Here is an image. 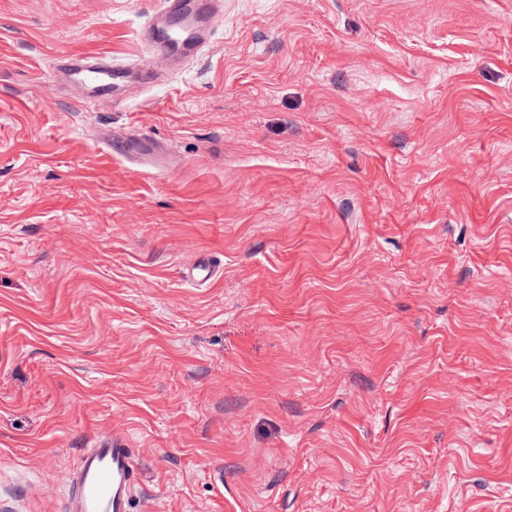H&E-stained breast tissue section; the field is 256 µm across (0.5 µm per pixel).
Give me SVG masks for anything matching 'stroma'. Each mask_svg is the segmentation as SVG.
<instances>
[{
  "label": "stroma",
  "mask_w": 512,
  "mask_h": 512,
  "mask_svg": "<svg viewBox=\"0 0 512 512\" xmlns=\"http://www.w3.org/2000/svg\"><path fill=\"white\" fill-rule=\"evenodd\" d=\"M154 6L0 0V512L105 438L131 512H512V0H224L53 88L155 68ZM155 4L141 30L142 44L147 52L167 57L175 66L205 46L223 12L220 0H159ZM132 69L131 63L112 60L111 56L101 54L62 53L52 66L56 81L82 89L80 102L86 106H98L118 99L125 91Z\"/></svg>",
  "instance_id": "obj_1"
}]
</instances>
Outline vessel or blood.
Segmentation results:
<instances>
[{
	"mask_svg": "<svg viewBox=\"0 0 512 512\" xmlns=\"http://www.w3.org/2000/svg\"><path fill=\"white\" fill-rule=\"evenodd\" d=\"M222 12V0H157L141 30L142 44L155 57L180 65L205 46ZM131 70V63L101 54L63 53L52 66L56 81L82 89L87 106L118 99ZM135 483L132 449L114 443L86 449L70 484L67 512H130Z\"/></svg>",
	"mask_w": 512,
	"mask_h": 512,
	"instance_id": "b4317fda",
	"label": "vessel or blood"
}]
</instances>
